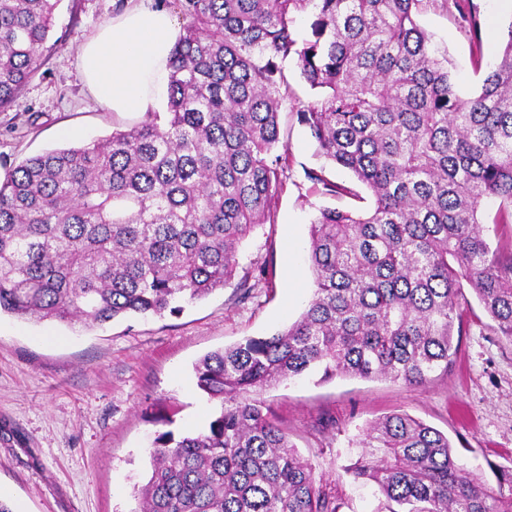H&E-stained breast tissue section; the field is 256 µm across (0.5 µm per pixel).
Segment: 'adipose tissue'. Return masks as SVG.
Returning <instances> with one entry per match:
<instances>
[{
    "label": "adipose tissue",
    "mask_w": 512,
    "mask_h": 512,
    "mask_svg": "<svg viewBox=\"0 0 512 512\" xmlns=\"http://www.w3.org/2000/svg\"><path fill=\"white\" fill-rule=\"evenodd\" d=\"M182 30L157 0H127L81 47L85 83L105 111L143 117L167 95V60Z\"/></svg>",
    "instance_id": "obj_1"
}]
</instances>
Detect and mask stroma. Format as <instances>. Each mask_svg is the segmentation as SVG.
Returning a JSON list of instances; mask_svg holds the SVG:
<instances>
[{
	"instance_id": "1",
	"label": "stroma",
	"mask_w": 512,
	"mask_h": 512,
	"mask_svg": "<svg viewBox=\"0 0 512 512\" xmlns=\"http://www.w3.org/2000/svg\"><path fill=\"white\" fill-rule=\"evenodd\" d=\"M125 0H59L44 65L0 112V181L23 160L111 135L121 119L100 108L78 65L80 46ZM452 64L454 89L474 93L501 55L512 11L493 0H449L418 17ZM482 50L474 59L473 47ZM295 99L282 106L289 147L276 221L240 244L235 279L176 315L116 319L75 332L56 321L0 315V485L14 512H134V485L151 475L146 453L157 433L204 429L214 413L198 389L194 365L247 336H269L297 320L311 296L290 298L294 271H307L309 224L322 208L348 209V197L325 194L308 170L336 182L345 170L326 163L296 114L314 97L294 63L285 66ZM301 247L289 251V238ZM273 272L264 281L260 267ZM275 421L308 459L339 512H382L376 488L344 469L352 438L370 420L405 412L448 435L468 468L512 495L498 480L512 470V342L487 318L465 323L448 374L422 386L386 379L323 378L313 373L263 392Z\"/></svg>"
}]
</instances>
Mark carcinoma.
Listing matches in <instances>:
<instances>
[{"mask_svg": "<svg viewBox=\"0 0 512 512\" xmlns=\"http://www.w3.org/2000/svg\"><path fill=\"white\" fill-rule=\"evenodd\" d=\"M59 0H0V111L43 64ZM167 111L15 166L0 183V314L91 329L181 311L235 276L236 248L275 223L293 61L316 98L298 116L320 156L371 193L310 225L300 319L202 357L207 429L158 433L132 512H337L260 392L309 371L423 386L456 359L470 288L512 342V22L471 97L453 90L417 15L436 0H177ZM311 14L301 32L296 16ZM332 195L360 194L311 171ZM345 473L387 512H512L448 436L407 413L367 423Z\"/></svg>", "mask_w": 512, "mask_h": 512, "instance_id": "cac0c4a2", "label": "carcinoma"}]
</instances>
